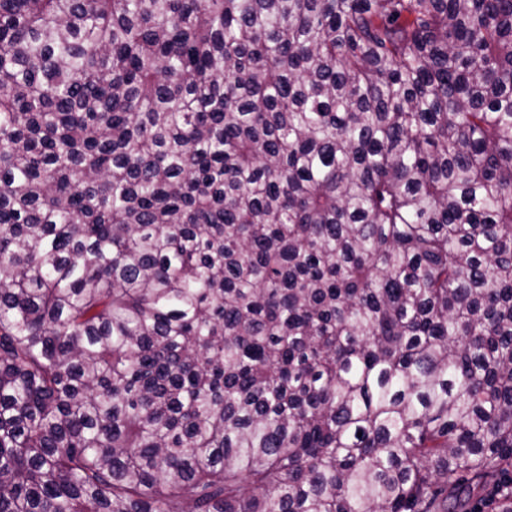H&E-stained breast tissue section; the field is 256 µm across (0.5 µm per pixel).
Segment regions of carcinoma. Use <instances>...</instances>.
I'll return each mask as SVG.
<instances>
[{"label": "carcinoma", "instance_id": "cac0c4a2", "mask_svg": "<svg viewBox=\"0 0 512 512\" xmlns=\"http://www.w3.org/2000/svg\"><path fill=\"white\" fill-rule=\"evenodd\" d=\"M512 512V0H0V512Z\"/></svg>", "mask_w": 512, "mask_h": 512}]
</instances>
